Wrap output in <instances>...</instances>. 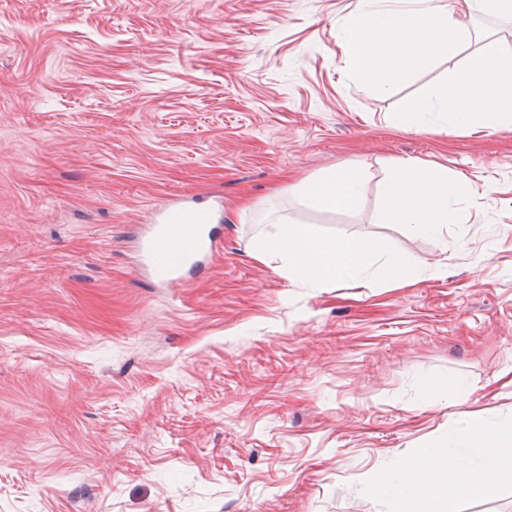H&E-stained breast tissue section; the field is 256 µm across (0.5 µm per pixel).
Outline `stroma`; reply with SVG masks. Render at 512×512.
<instances>
[{
	"label": "stroma",
	"mask_w": 512,
	"mask_h": 512,
	"mask_svg": "<svg viewBox=\"0 0 512 512\" xmlns=\"http://www.w3.org/2000/svg\"><path fill=\"white\" fill-rule=\"evenodd\" d=\"M355 3L0 0V512H395L399 461L512 431V129L391 126L449 63L350 79ZM397 157L468 178L455 223H376ZM340 167L356 206L306 204ZM177 195L224 240L165 290L133 240ZM279 221L409 272L289 280Z\"/></svg>",
	"instance_id": "35a3bbf8"
}]
</instances>
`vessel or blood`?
Wrapping results in <instances>:
<instances>
[{
    "mask_svg": "<svg viewBox=\"0 0 512 512\" xmlns=\"http://www.w3.org/2000/svg\"><path fill=\"white\" fill-rule=\"evenodd\" d=\"M220 212L213 207H193L175 201L159 212L154 223L137 234L139 269L161 288H175L202 268L221 245L216 232ZM191 225L193 239L180 241L183 225Z\"/></svg>",
    "mask_w": 512,
    "mask_h": 512,
    "instance_id": "1",
    "label": "vessel or blood"
}]
</instances>
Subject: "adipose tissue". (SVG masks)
Here are the masks:
<instances>
[{"instance_id": "1", "label": "adipose tissue", "mask_w": 512, "mask_h": 512, "mask_svg": "<svg viewBox=\"0 0 512 512\" xmlns=\"http://www.w3.org/2000/svg\"><path fill=\"white\" fill-rule=\"evenodd\" d=\"M375 215L380 224H402L416 234H432L455 223L452 201L470 192L464 175L428 167L413 158H393L387 163ZM362 182L355 172L340 169L314 184L311 202L323 209L351 208L361 195ZM255 256L277 257L288 277L320 286L325 280L359 283L380 266L385 277L396 280L408 269L406 257L379 259L376 246L364 238L345 241L312 236L297 224L278 223L275 233L259 240ZM483 447L478 463H471L474 448ZM396 478L402 486L397 512H458L461 499L485 489L488 483H512V433L489 430L480 416H472L426 456L424 464H401Z\"/></svg>"}]
</instances>
